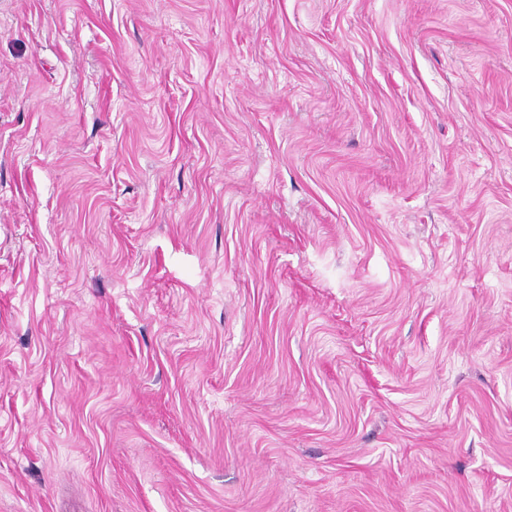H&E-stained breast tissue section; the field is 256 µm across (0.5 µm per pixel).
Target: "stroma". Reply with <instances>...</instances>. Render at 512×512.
<instances>
[{"label": "stroma", "mask_w": 512, "mask_h": 512, "mask_svg": "<svg viewBox=\"0 0 512 512\" xmlns=\"http://www.w3.org/2000/svg\"><path fill=\"white\" fill-rule=\"evenodd\" d=\"M0 512H512V0H0Z\"/></svg>", "instance_id": "stroma-1"}]
</instances>
